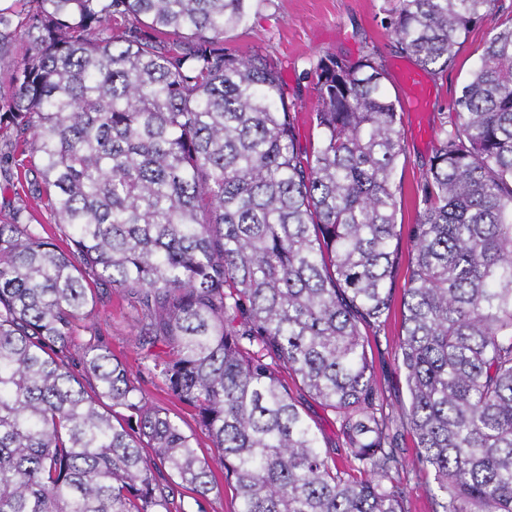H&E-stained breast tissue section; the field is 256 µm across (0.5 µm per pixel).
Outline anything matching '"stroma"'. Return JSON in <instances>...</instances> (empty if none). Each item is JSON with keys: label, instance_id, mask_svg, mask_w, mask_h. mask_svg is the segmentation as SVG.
<instances>
[{"label": "stroma", "instance_id": "obj_1", "mask_svg": "<svg viewBox=\"0 0 512 512\" xmlns=\"http://www.w3.org/2000/svg\"><path fill=\"white\" fill-rule=\"evenodd\" d=\"M390 0H253L246 25L228 32L224 44L241 54L266 56L277 63L290 100L296 102L300 120V143L308 145L310 109L314 89L307 73L319 57L334 54L357 60L362 52L374 53L385 66L389 80L386 88L402 105L405 133L404 197L399 221L408 225L415 221L409 193L429 167L437 144V134L453 115V101L460 84L477 62L484 42L497 28L512 17V0H497L495 6L468 34L454 66L447 71L428 73L433 95L423 111H413L405 88L399 81L400 67L411 60L396 46L382 27L381 20ZM138 305L131 295L113 291L102 285L97 290V330L112 352L125 362L130 377L153 401L168 405L161 380L139 370ZM401 333V314L392 310L369 356L382 388L383 410L400 414L408 403L404 374L400 370L396 344ZM308 422L318 430L320 446L332 451L342 447L334 415L323 409L318 400L298 382L288 384Z\"/></svg>", "mask_w": 512, "mask_h": 512}]
</instances>
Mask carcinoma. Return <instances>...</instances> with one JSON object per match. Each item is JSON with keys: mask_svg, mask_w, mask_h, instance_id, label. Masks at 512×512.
Segmentation results:
<instances>
[{"mask_svg": "<svg viewBox=\"0 0 512 512\" xmlns=\"http://www.w3.org/2000/svg\"><path fill=\"white\" fill-rule=\"evenodd\" d=\"M249 2L0 7V163L67 228L25 207L0 224V512H206L216 465L239 512H410V465L431 512H512V22L411 191L396 422L368 333L397 277L399 101L373 54L321 57L302 146L275 65L224 48ZM494 2L396 0L386 29L443 71ZM99 283L137 296L141 363L212 457L99 339ZM286 374L336 415L341 460Z\"/></svg>", "mask_w": 512, "mask_h": 512, "instance_id": "carcinoma-1", "label": "carcinoma"}]
</instances>
